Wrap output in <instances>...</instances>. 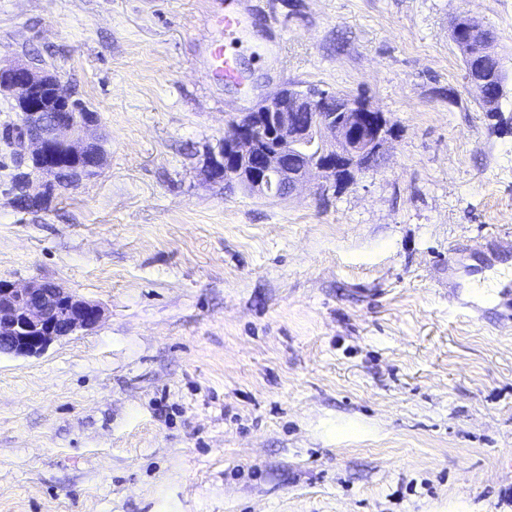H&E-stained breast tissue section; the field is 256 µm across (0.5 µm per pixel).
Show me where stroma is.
Segmentation results:
<instances>
[{
    "label": "stroma",
    "instance_id": "35a3bbf8",
    "mask_svg": "<svg viewBox=\"0 0 512 512\" xmlns=\"http://www.w3.org/2000/svg\"><path fill=\"white\" fill-rule=\"evenodd\" d=\"M232 40L245 81L209 77ZM512 74V0H0V58L96 112L98 177L0 187V279L100 324L0 356V512H512V90L468 89L460 14ZM366 98L378 166L227 190L207 151L283 85ZM469 18L474 21V25L470 31L464 26H459V20H457L452 32L453 41L457 47L462 50L461 53L467 61V66L469 65L470 60L469 46L466 43L467 40H469V42L474 41L478 45L480 55L483 59H498L495 52L496 37L486 35L484 32L485 28L481 26L477 20L472 19L471 17ZM463 63L466 78L467 75L470 76L472 75V73L470 72V70L466 69L464 61ZM467 86L470 89V91H473V93H475L476 98L478 99V101H480V103L483 105L486 111H496V103L499 100V98L504 94V83L498 82L495 90H493L492 88L488 87L486 80L470 76L467 79Z\"/></svg>",
    "mask_w": 512,
    "mask_h": 512
}]
</instances>
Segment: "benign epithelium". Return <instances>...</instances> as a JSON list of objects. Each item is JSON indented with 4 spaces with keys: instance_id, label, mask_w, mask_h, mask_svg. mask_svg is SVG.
<instances>
[{
    "instance_id": "1",
    "label": "benign epithelium",
    "mask_w": 512,
    "mask_h": 512,
    "mask_svg": "<svg viewBox=\"0 0 512 512\" xmlns=\"http://www.w3.org/2000/svg\"><path fill=\"white\" fill-rule=\"evenodd\" d=\"M454 43L470 60L467 42L478 45L485 60L497 58L496 37L474 22L472 28L454 26ZM468 88L487 111L496 110L504 83L491 89L487 81L469 77ZM7 88L21 102L11 125L21 132L14 142L22 175L20 193L28 200L44 194L64 178L78 184L72 171L53 165L56 146L76 159L95 142L87 137L93 121L75 125L67 118L73 96L60 77L32 62L0 66V89ZM394 129L390 118L362 97L292 84L263 97L232 123L204 162L209 179L221 174L226 186H239L265 199L284 198L316 175L315 192L324 193L351 180L370 157L383 156ZM100 308L74 293L45 282L23 287L0 280V354L33 356L55 340L78 330L95 328Z\"/></svg>"
}]
</instances>
